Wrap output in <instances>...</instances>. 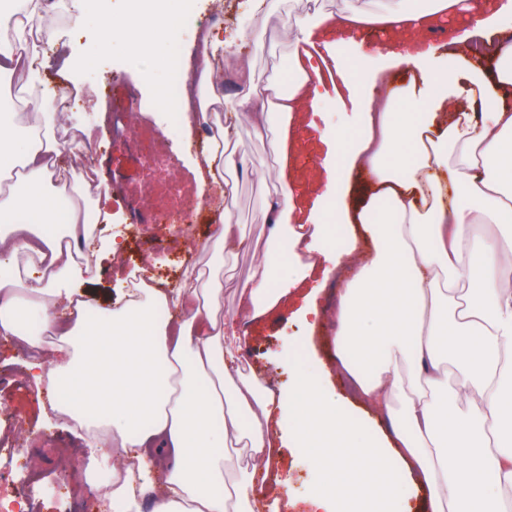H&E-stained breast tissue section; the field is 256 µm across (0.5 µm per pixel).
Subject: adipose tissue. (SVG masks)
<instances>
[{
  "label": "adipose tissue",
  "instance_id": "adipose-tissue-1",
  "mask_svg": "<svg viewBox=\"0 0 512 512\" xmlns=\"http://www.w3.org/2000/svg\"><path fill=\"white\" fill-rule=\"evenodd\" d=\"M71 0L77 23L96 22L102 37L85 46L76 70L91 69L115 43L134 54H159L156 84L172 130L190 131L198 112L221 105L218 75L205 64L190 96L178 45L193 0ZM462 0H405L380 12L353 11L341 25L385 24L403 35L376 47V69L342 72L362 132L344 168L328 165L330 207L304 209L288 179L290 128L299 112H317L320 95L307 61L294 57L288 82L253 81L247 43L234 50L238 107L269 133L279 164V194L265 206L276 248L266 249L239 287L243 313L258 317L288 299L323 254L343 274L336 309V357L358 399L381 408L390 434L364 431L354 414L299 374L288 395L258 378L242 377V338L234 320L218 316L224 281L209 275L201 292L147 283L105 309L86 293L97 268L77 264L72 245L81 233L76 187L60 178L66 148L52 129L27 124L33 114L66 116L65 101L40 88L46 55L24 22L43 19L48 0H0V88L23 79L24 95L0 107V335L32 353L28 365L47 411L66 416L69 436L91 453L116 454L113 512H128L151 492L152 512H255L250 493L271 465L272 434L281 425L296 447L308 449L322 477L313 512H396L402 473L430 494L432 512H512V442L488 448V435L512 439V286L501 275L494 241L476 227L512 229V45L491 61L447 46H425L417 30L454 15ZM399 71L408 78L375 96L378 82ZM232 133L219 127L196 161L200 187L217 200L232 193L224 172L236 167ZM372 176L362 206L347 202L354 173ZM345 224L361 225L371 254L361 253ZM467 290L455 295L459 282ZM25 312H18L19 299ZM178 318L157 320L155 309ZM52 337L43 350L44 337ZM422 392L405 398L398 358ZM457 387H448V366ZM404 399L401 411L392 403ZM477 412L449 414V399ZM249 448L244 481L227 482L225 449ZM401 457L393 468L389 456Z\"/></svg>",
  "mask_w": 512,
  "mask_h": 512
}]
</instances>
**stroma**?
I'll list each match as a JSON object with an SVG mask.
<instances>
[{
  "instance_id": "35a3bbf8",
  "label": "stroma",
  "mask_w": 512,
  "mask_h": 512,
  "mask_svg": "<svg viewBox=\"0 0 512 512\" xmlns=\"http://www.w3.org/2000/svg\"><path fill=\"white\" fill-rule=\"evenodd\" d=\"M400 0H274L270 10L258 13L252 0H231L223 11H214L209 0H199L195 24L181 34L180 45L189 58H196V28L208 25L210 32L229 38L240 33L256 37L252 53L253 79L265 85L270 79L288 74L296 51L297 25L321 14L340 17L351 9L375 11L394 8ZM55 12L45 17L39 28L47 66L42 73L43 88L53 95L70 93L73 117L70 127L82 132L78 148L92 168L105 177L108 197H93L92 207L112 212V223L89 228L92 239L112 237L122 250L135 249L153 258L158 279L170 289L195 287V277L211 261L207 244L221 215L241 224L261 247L272 244L271 227L264 224L261 207L267 192L276 185L277 164L270 153L267 136L257 135L246 113L238 109L237 87L221 86L224 96L222 116L233 130L236 153L241 160L237 171L228 173L235 191L217 205L197 194L192 169L194 156L202 153L207 139L206 118H198L190 136L174 134L168 117L153 91L144 84L141 72L154 67L155 59L113 50L97 60L79 86H71L65 77L64 62L73 50L97 41L101 32L91 24H77L71 17L67 0H55ZM138 106L136 124L128 138L115 137L112 112L125 103ZM315 127H308L303 116H295L291 135L294 141L291 179L314 200L324 174L319 161L324 152L321 130H345L356 137L360 115L352 106L336 103L335 93L321 97ZM175 181L193 197L199 212L196 224H140L143 205L162 209L173 205L167 195L148 194L147 183ZM253 264L248 254L228 256L220 273L224 277L221 314L234 316L238 309L236 288L243 283ZM340 288L328 281L317 303L324 313L314 322L296 314L297 306L283 304L246 324L247 341L241 351L248 363V376L259 377L271 388L288 391L302 369H310L318 384L336 397L352 401L354 412L365 426L385 428L382 411L356 402L349 379L336 368L334 311ZM29 350L17 339L0 335V468L23 477L27 469H38L44 485L34 497L29 512H110L102 495L110 476L108 467L96 466L90 475L64 472V458L81 459L83 444L71 441L62 420H42L36 393L28 385L22 364ZM275 471L281 486L266 485L255 491L257 512H271L275 497L289 496L297 505L291 512H306L305 502L319 487V474L311 456L304 450L278 443L273 448Z\"/></svg>"
}]
</instances>
